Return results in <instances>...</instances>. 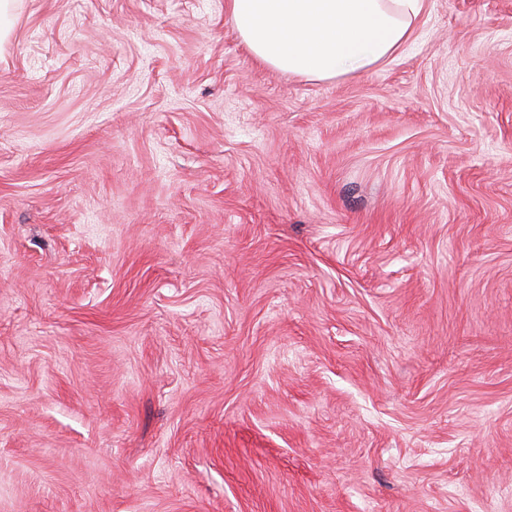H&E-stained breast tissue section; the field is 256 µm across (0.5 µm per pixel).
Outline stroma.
I'll return each instance as SVG.
<instances>
[{
  "mask_svg": "<svg viewBox=\"0 0 512 512\" xmlns=\"http://www.w3.org/2000/svg\"><path fill=\"white\" fill-rule=\"evenodd\" d=\"M225 0H16L0 512H512V0L359 76Z\"/></svg>",
  "mask_w": 512,
  "mask_h": 512,
  "instance_id": "1",
  "label": "stroma"
}]
</instances>
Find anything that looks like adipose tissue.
I'll return each mask as SVG.
<instances>
[{
    "label": "adipose tissue",
    "instance_id": "ef3b65f1",
    "mask_svg": "<svg viewBox=\"0 0 512 512\" xmlns=\"http://www.w3.org/2000/svg\"><path fill=\"white\" fill-rule=\"evenodd\" d=\"M226 6L256 61L331 80L391 59L408 44L425 0H227Z\"/></svg>",
    "mask_w": 512,
    "mask_h": 512
}]
</instances>
